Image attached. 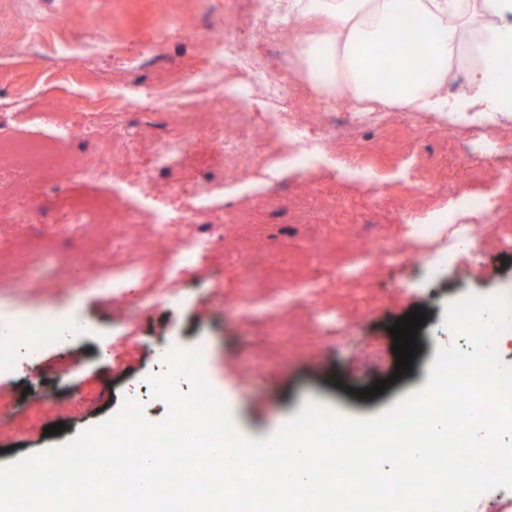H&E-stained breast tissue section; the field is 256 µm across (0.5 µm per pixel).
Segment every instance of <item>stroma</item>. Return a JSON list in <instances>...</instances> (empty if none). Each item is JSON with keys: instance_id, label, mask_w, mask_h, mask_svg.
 Returning a JSON list of instances; mask_svg holds the SVG:
<instances>
[{"instance_id": "stroma-1", "label": "stroma", "mask_w": 512, "mask_h": 512, "mask_svg": "<svg viewBox=\"0 0 512 512\" xmlns=\"http://www.w3.org/2000/svg\"><path fill=\"white\" fill-rule=\"evenodd\" d=\"M189 7L188 0H0V113H10L13 125L28 136L41 137L45 130L29 125L31 114L60 112L78 127L99 102L111 100L113 88L125 78L113 68L114 55L140 58L141 73L151 82L194 67L197 43L183 30L171 33L160 54H140L165 13ZM96 29L115 36V46L92 53L79 65L63 59L64 45ZM360 140L411 158L489 163L464 130L449 136L432 127L402 139L369 124ZM477 189V184L459 183L413 211L390 190L368 202L358 179L326 170L318 193L336 197L337 223L376 237L401 224L427 223L439 212L457 222L458 199ZM93 192L78 181L31 182L33 225L22 230L0 223V241L50 237L61 252H70L74 243L66 238L61 220L74 198ZM243 233L240 227L228 229L223 252L184 274L172 294L148 302L137 288L116 301L78 282L70 288L50 287L53 257L30 254L27 287L0 283V307L29 312L48 304L63 318L78 320L81 329L54 347L17 352L0 363V465L66 443L119 412L127 397L140 403L147 420L162 421L166 406L153 398L146 379L163 372V354L173 345L202 347V373L216 391L228 382L235 385L232 420L239 433L252 439L278 433L311 400L340 418L379 415L426 385L439 346L459 344V334L444 325L447 305L470 294H512V247L452 254L440 267L385 265L371 272L368 287L325 294V301L335 302L339 310L354 312L347 325L326 328L296 349L279 346L274 336L224 305L225 269ZM416 308L427 319L418 333L420 352L411 373L383 396L360 400L358 389L394 371L389 329ZM59 422L63 432L45 435L46 427Z\"/></svg>"}]
</instances>
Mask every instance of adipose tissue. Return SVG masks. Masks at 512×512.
<instances>
[{"instance_id":"ef3b65f1","label":"adipose tissue","mask_w":512,"mask_h":512,"mask_svg":"<svg viewBox=\"0 0 512 512\" xmlns=\"http://www.w3.org/2000/svg\"><path fill=\"white\" fill-rule=\"evenodd\" d=\"M288 13L308 22L294 51L317 94L388 112L512 117V70L501 66L512 57V0H288ZM407 22L419 25L428 51L416 68L395 55L396 89L375 80L364 59ZM462 70L467 85L449 97Z\"/></svg>"}]
</instances>
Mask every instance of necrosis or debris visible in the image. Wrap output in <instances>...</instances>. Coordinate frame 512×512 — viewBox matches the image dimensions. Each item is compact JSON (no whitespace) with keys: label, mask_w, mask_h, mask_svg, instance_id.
Wrapping results in <instances>:
<instances>
[{"label":"necrosis or debris","mask_w":512,"mask_h":512,"mask_svg":"<svg viewBox=\"0 0 512 512\" xmlns=\"http://www.w3.org/2000/svg\"><path fill=\"white\" fill-rule=\"evenodd\" d=\"M300 20L288 15V0H226L220 21L196 32L202 62L171 78L169 93L130 82L113 97L109 111L97 113L68 137L91 141L76 158L57 154L54 145L22 140L0 114V197L17 191L7 168L45 181L68 179L109 188L106 196L74 203L68 222L78 242L58 261L60 273L75 270L97 287L123 295L129 285L144 295H165L172 271L201 265L224 248L225 231L238 224L249 235L233 262L235 300L256 326L274 323L284 339L319 335L326 326L348 321L349 313L319 304L324 291L360 284L370 266L391 261L444 264L449 253L475 244L512 243V225L502 213L512 208V163L485 173L492 194L465 199L462 214H478L477 224L460 225L449 235L446 222L409 224L385 237L365 239L358 258L336 255L335 241H323L330 258L292 279L282 267V248L266 234L271 224H304L306 208L267 190L298 176L315 186L324 163L352 160L368 197L381 190L380 173L397 167L399 153L363 147L356 130L363 112H338V100L304 89L295 61L284 47L296 40ZM384 123L412 133L424 126L465 128L455 115L387 112ZM447 171L411 165L400 183V199L411 204L448 184ZM26 337L34 349L60 340L55 314H0V324Z\"/></svg>","instance_id":"necrosis-or-debris-1"}]
</instances>
